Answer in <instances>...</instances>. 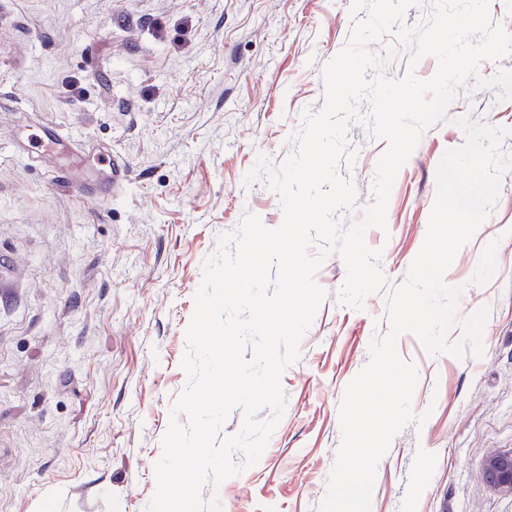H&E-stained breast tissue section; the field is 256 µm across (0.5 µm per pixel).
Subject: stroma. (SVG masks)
<instances>
[{"label":"stroma","instance_id":"35a3bbf8","mask_svg":"<svg viewBox=\"0 0 512 512\" xmlns=\"http://www.w3.org/2000/svg\"><path fill=\"white\" fill-rule=\"evenodd\" d=\"M353 0H0V512H145L155 465L184 390L182 360L204 261L249 214L283 222L258 154L294 153L303 110H320L325 65L347 45ZM447 121L427 128L399 170L381 250L384 290L363 309L339 303L338 254L315 275L324 290L281 376L285 413L259 461L204 502L220 512H315L341 445L347 385L386 334L388 289L403 284L428 228L437 169L461 147L466 117L505 129L512 98L467 80ZM58 130L83 185L53 180L60 157L28 135ZM338 172L356 201L373 200L386 149L365 124ZM125 163L107 178L103 156ZM460 288L448 342L488 308L482 354L430 355L413 334L397 349L415 365L411 409L425 415L379 460L370 512H512V494L481 476L486 455L512 449V167L480 235L444 275Z\"/></svg>","mask_w":512,"mask_h":512}]
</instances>
